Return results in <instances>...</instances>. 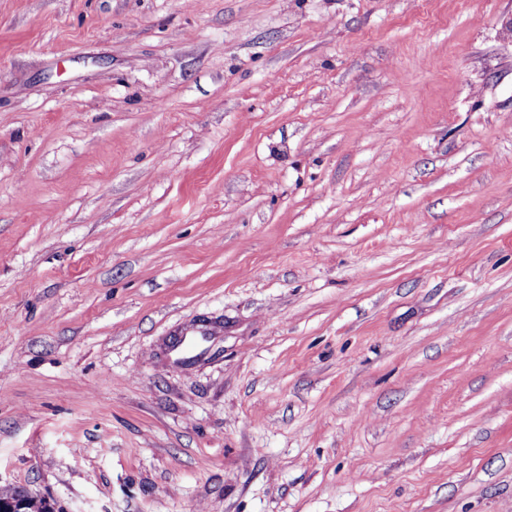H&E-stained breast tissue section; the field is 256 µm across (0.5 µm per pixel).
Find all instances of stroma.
<instances>
[{
    "label": "stroma",
    "mask_w": 512,
    "mask_h": 512,
    "mask_svg": "<svg viewBox=\"0 0 512 512\" xmlns=\"http://www.w3.org/2000/svg\"><path fill=\"white\" fill-rule=\"evenodd\" d=\"M511 16L0 0V488L512 512Z\"/></svg>",
    "instance_id": "35a3bbf8"
}]
</instances>
